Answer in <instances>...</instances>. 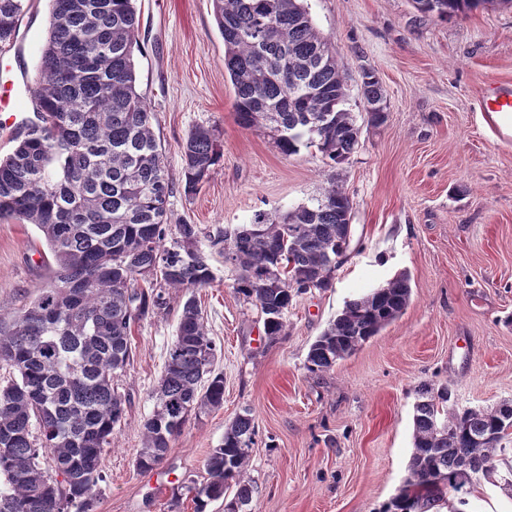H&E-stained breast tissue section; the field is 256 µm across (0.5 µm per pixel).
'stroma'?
I'll return each instance as SVG.
<instances>
[{
  "mask_svg": "<svg viewBox=\"0 0 512 512\" xmlns=\"http://www.w3.org/2000/svg\"><path fill=\"white\" fill-rule=\"evenodd\" d=\"M304 5L333 44L361 129L356 152L336 169L312 148L285 156L238 124L212 0H137V87L172 182L169 219L198 226L214 276L194 295L221 349L224 404L191 415L165 460L138 471L142 424L179 309L136 323L118 380L126 412L104 450L92 512H174L175 499V512H195L186 485L203 482L208 453L245 412L258 430L247 512H381L408 476L421 384L448 385L452 412L512 401V142L498 139L480 110L491 86L512 83V8L441 21L412 0ZM50 21V0H27L16 41L0 50V83H35ZM367 70L387 97L376 128L360 92ZM199 125L218 130L223 156L188 195L182 144ZM333 181L353 202L348 256L331 288L293 300L286 335L268 343L259 308L235 293L211 239L257 212L313 203ZM46 251L34 225L0 221L1 317L49 286ZM403 272L412 284L403 314L329 370L308 372L310 344L345 305ZM467 501V512H512V486L482 477Z\"/></svg>",
  "mask_w": 512,
  "mask_h": 512,
  "instance_id": "35a3bbf8",
  "label": "stroma"
}]
</instances>
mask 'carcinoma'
I'll use <instances>...</instances> for the list:
<instances>
[{"label": "carcinoma", "mask_w": 512, "mask_h": 512, "mask_svg": "<svg viewBox=\"0 0 512 512\" xmlns=\"http://www.w3.org/2000/svg\"><path fill=\"white\" fill-rule=\"evenodd\" d=\"M40 76L31 88L38 121L14 131L0 158V220L33 224L49 250L51 283L0 327V512H91L103 481V452L125 415L114 380L132 356V325L169 305L176 291L202 288L213 274L195 224H169L171 183L138 91L134 63L137 0H51ZM224 40V67L243 128L285 156L315 147L328 164L350 160L360 127L344 108L347 84L329 40L304 0H212ZM447 21L512 0H412ZM25 0H0V45L18 34ZM368 123L385 121L379 78L362 77ZM183 181L193 194L221 159L216 129L196 126L182 145ZM353 204L331 183L322 198L280 218L258 213L218 234L234 289L256 302L271 341L286 335L285 313L311 289L332 285L337 252L352 237ZM159 280L136 287L146 272ZM411 296L400 274L346 304L310 345L306 368L324 372L395 321ZM195 296L180 306L176 334L143 422L134 459L147 472L165 459L191 413L224 403ZM448 386L424 385L413 414L409 476L382 512H441L457 472L489 476L506 460L512 401L448 412ZM257 434L237 416L205 459L207 478L188 486L195 512L235 488L228 506L243 512L253 488L244 477Z\"/></svg>", "instance_id": "carcinoma-1"}]
</instances>
